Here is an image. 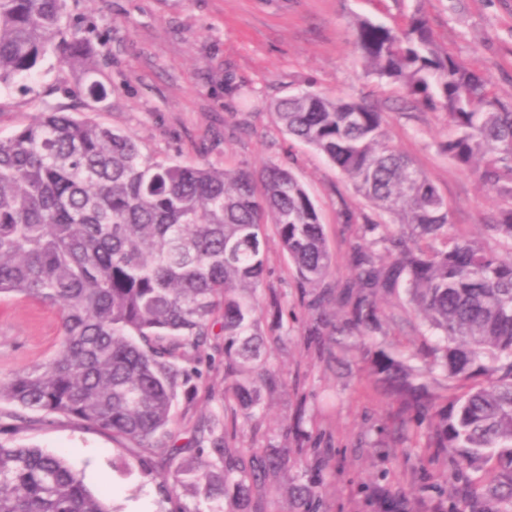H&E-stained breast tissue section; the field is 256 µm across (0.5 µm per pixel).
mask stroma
<instances>
[{
    "mask_svg": "<svg viewBox=\"0 0 512 512\" xmlns=\"http://www.w3.org/2000/svg\"><path fill=\"white\" fill-rule=\"evenodd\" d=\"M428 15L438 43L512 94V0H69V18L97 47L105 111L93 120L136 137L145 153L169 162L255 170L263 164L290 169L322 211L337 273H344L346 235L336 218L340 202L362 201L320 153L285 133L269 109L297 90L347 93L378 104L394 145L415 159L453 208L457 224H479L497 199L476 175L441 153L444 118L403 104L397 84L366 76L352 45V26L371 18L404 24L414 8ZM78 77L48 58L31 76L0 89V136L33 122L43 105L74 110ZM267 285L281 304L298 309L299 290L287 256L269 244ZM282 343H268L269 362L283 384L267 393L257 424L239 431L237 445L270 442L291 448H328L332 458L317 471L300 466L282 476L266 498L265 512H295L291 490L316 483L325 512H381L382 500L406 497L410 512H446L453 484L441 464L418 451L392 455L377 448L376 426L387 404L371 390L362 350L336 367L310 347L302 323L285 321ZM61 336L56 308L28 299L0 300V374L53 354ZM197 390L179 399L168 442L170 469L197 442L200 468L213 458L211 434L224 432V339L213 337L197 364ZM304 411L301 432L290 431ZM0 406L11 439L63 455L93 490L104 492L111 512L144 501L147 512H218L224 499L189 492L166 500L141 466L138 447L81 421L34 411L16 419Z\"/></svg>",
    "mask_w": 512,
    "mask_h": 512,
    "instance_id": "obj_1",
    "label": "stroma"
}]
</instances>
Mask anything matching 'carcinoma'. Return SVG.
<instances>
[{
  "mask_svg": "<svg viewBox=\"0 0 512 512\" xmlns=\"http://www.w3.org/2000/svg\"><path fill=\"white\" fill-rule=\"evenodd\" d=\"M352 36L367 75L445 116L440 151L498 197L481 224L497 247L452 222L444 196L392 143L385 113L362 98L301 90L271 104L279 126L364 202L337 211L345 228L358 226L341 279L320 208L291 170L158 161L124 131L47 106L0 137V297L58 308L62 333L52 356L0 376L1 404L78 419L152 455L166 448L179 391L195 389L191 365L219 333L224 413L250 422L277 384L263 348L284 311L275 292L258 297L273 236L312 341L335 346L338 363L358 345L370 352L371 387L395 404L375 447L404 442L451 461L458 512H512V95L441 47L419 8L402 28L360 18ZM51 56L78 71L87 101L110 95L67 0H0V87ZM378 334L417 345L374 349ZM210 453L217 465L201 473L192 460L174 474L145 464L165 497L222 495L231 512H263L267 486L303 464L286 446L244 452L227 431ZM293 498L301 512L325 507L312 483ZM0 512L109 510L62 456L0 439Z\"/></svg>",
  "mask_w": 512,
  "mask_h": 512,
  "instance_id": "1",
  "label": "carcinoma"
}]
</instances>
